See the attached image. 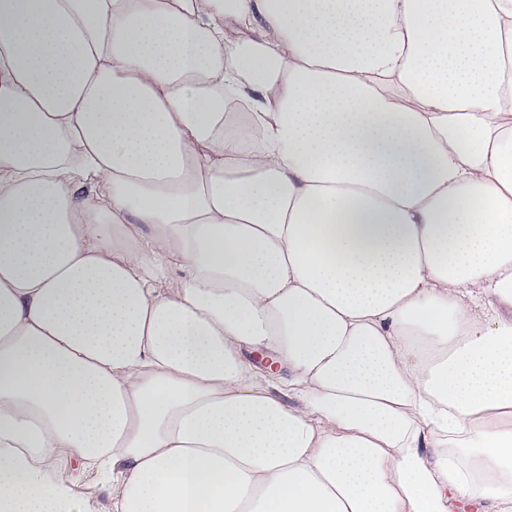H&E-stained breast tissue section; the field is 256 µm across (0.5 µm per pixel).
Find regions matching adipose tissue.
Segmentation results:
<instances>
[{
	"label": "adipose tissue",
	"instance_id": "obj_1",
	"mask_svg": "<svg viewBox=\"0 0 512 512\" xmlns=\"http://www.w3.org/2000/svg\"><path fill=\"white\" fill-rule=\"evenodd\" d=\"M55 451L512 512V0H0V512H85Z\"/></svg>",
	"mask_w": 512,
	"mask_h": 512
}]
</instances>
